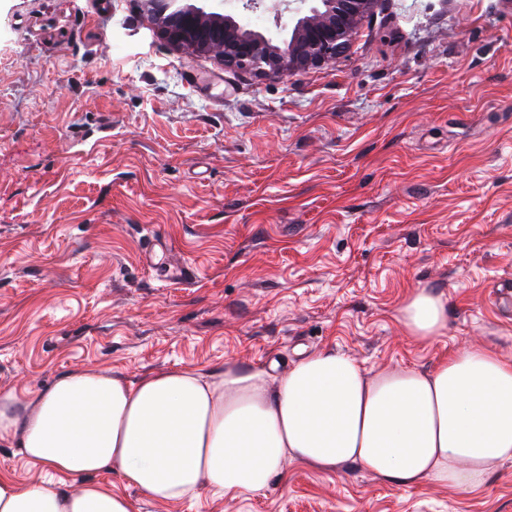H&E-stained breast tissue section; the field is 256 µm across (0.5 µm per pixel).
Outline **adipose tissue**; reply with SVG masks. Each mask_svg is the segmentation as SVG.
Returning <instances> with one entry per match:
<instances>
[{
    "instance_id": "ef3b65f1",
    "label": "adipose tissue",
    "mask_w": 512,
    "mask_h": 512,
    "mask_svg": "<svg viewBox=\"0 0 512 512\" xmlns=\"http://www.w3.org/2000/svg\"><path fill=\"white\" fill-rule=\"evenodd\" d=\"M399 316L417 341L448 331V301L432 289L409 297ZM3 441L51 476L24 486L0 474V512H133L130 498L97 483L111 470L161 502L205 489L248 497L267 491L289 459L467 493L512 460V356L485 345L449 352L429 369L373 371L324 349L280 375L228 360L134 382L79 369L39 392L32 409L1 392ZM70 476L83 483L63 490Z\"/></svg>"
}]
</instances>
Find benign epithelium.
Masks as SVG:
<instances>
[{
    "label": "benign epithelium",
    "mask_w": 512,
    "mask_h": 512,
    "mask_svg": "<svg viewBox=\"0 0 512 512\" xmlns=\"http://www.w3.org/2000/svg\"><path fill=\"white\" fill-rule=\"evenodd\" d=\"M377 0H276L292 12L291 29L282 38L249 29L223 11V0H145L159 35L174 49L206 55L226 70L257 76H286L322 67L349 47L356 29Z\"/></svg>",
    "instance_id": "1"
}]
</instances>
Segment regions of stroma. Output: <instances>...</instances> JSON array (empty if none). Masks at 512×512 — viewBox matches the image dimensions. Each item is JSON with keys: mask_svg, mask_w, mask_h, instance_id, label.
<instances>
[{"mask_svg": "<svg viewBox=\"0 0 512 512\" xmlns=\"http://www.w3.org/2000/svg\"><path fill=\"white\" fill-rule=\"evenodd\" d=\"M192 265L171 285L151 238ZM512 0H379L345 53L234 73L160 38L138 0H0V392L225 360L369 369L512 347ZM420 288L448 333L407 337ZM135 512H512V461L474 492L295 461L264 494Z\"/></svg>", "mask_w": 512, "mask_h": 512, "instance_id": "obj_1", "label": "stroma"}]
</instances>
